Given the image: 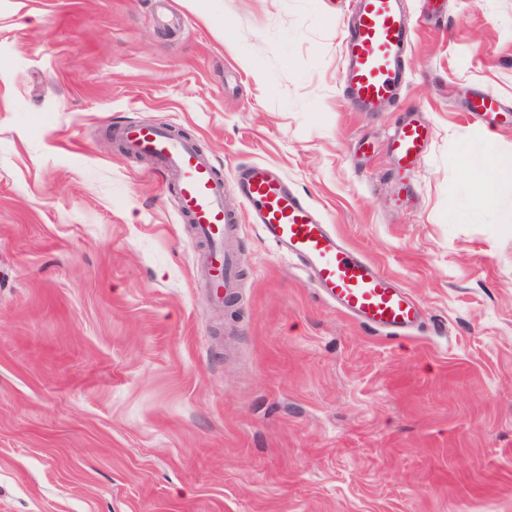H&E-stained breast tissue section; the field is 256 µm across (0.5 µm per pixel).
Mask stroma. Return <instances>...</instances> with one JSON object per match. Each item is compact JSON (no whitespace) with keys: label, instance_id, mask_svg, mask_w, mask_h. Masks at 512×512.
<instances>
[{"label":"stroma","instance_id":"1","mask_svg":"<svg viewBox=\"0 0 512 512\" xmlns=\"http://www.w3.org/2000/svg\"><path fill=\"white\" fill-rule=\"evenodd\" d=\"M408 84L355 111L347 0H0V512H512V0H404ZM501 112L467 106L484 90ZM431 128L407 193L388 137ZM277 166L423 312L384 336L243 220L216 307L111 127ZM474 174V176H473ZM473 179L477 185L481 201L487 197V188L501 179H512V153L497 151L488 139V150L485 162L473 171Z\"/></svg>","mask_w":512,"mask_h":512}]
</instances>
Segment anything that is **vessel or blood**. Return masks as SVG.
Wrapping results in <instances>:
<instances>
[{
  "mask_svg": "<svg viewBox=\"0 0 512 512\" xmlns=\"http://www.w3.org/2000/svg\"><path fill=\"white\" fill-rule=\"evenodd\" d=\"M410 30L403 0H353L340 79L358 110L383 111L406 87L403 60ZM114 135L128 153L148 157L153 172L177 195L180 213L204 246L199 280L213 304H222L239 288L238 258L230 241L248 213L264 240L279 255L297 262L337 311L386 335H405L417 328L421 309L409 292L325 224L311 202L273 166L239 168L228 183L193 141L168 127L128 123L115 128ZM427 141V128L417 119L392 127L390 145L399 172L418 164ZM230 193L242 198L244 212L226 206Z\"/></svg>",
  "mask_w": 512,
  "mask_h": 512,
  "instance_id": "1",
  "label": "vessel or blood"
}]
</instances>
